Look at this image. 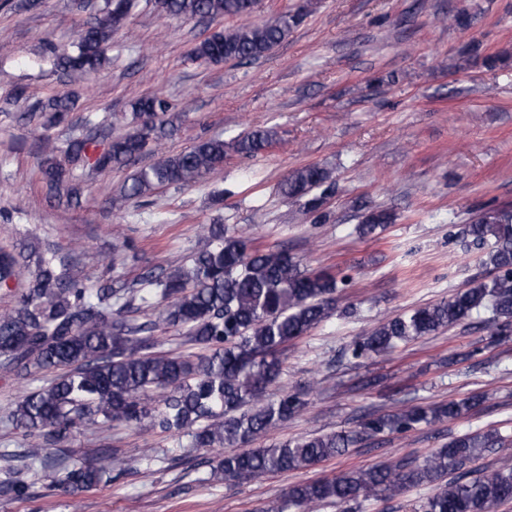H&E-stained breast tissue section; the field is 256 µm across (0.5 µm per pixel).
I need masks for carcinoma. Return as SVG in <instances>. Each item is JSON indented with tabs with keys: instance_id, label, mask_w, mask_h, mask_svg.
I'll use <instances>...</instances> for the list:
<instances>
[{
	"instance_id": "obj_1",
	"label": "carcinoma",
	"mask_w": 512,
	"mask_h": 512,
	"mask_svg": "<svg viewBox=\"0 0 512 512\" xmlns=\"http://www.w3.org/2000/svg\"><path fill=\"white\" fill-rule=\"evenodd\" d=\"M256 5L257 0H156L160 12L187 21L245 19L194 47V59L204 63L257 60L305 16V6L299 5L253 22ZM121 19L108 2L74 42L53 49L57 66L72 82L83 81L105 64V46ZM48 107L44 126L54 128L68 121L75 99L55 98ZM135 109L143 119L140 128L111 139L104 148L90 134L63 144L44 138L40 174L48 192L63 194L68 204L77 205L81 190L74 172L83 163L92 160L96 169L106 170L157 152L166 123L165 100L143 97ZM274 136L271 130L254 129L228 142L200 139L134 173L121 201L137 203L159 186H189L217 175L228 150L251 156L266 149ZM335 189L331 172L319 165L292 170L280 185L281 193L317 222L326 218L324 202ZM393 220L390 212L371 209L358 233L373 236ZM466 232L478 245L493 239L486 263L494 276L379 322L353 344V356L386 354L400 343L435 334L482 311L491 313L492 338L512 335V207L492 210ZM140 282V301L158 311L146 323L131 324L114 317L113 301L120 299L121 289L110 283L86 284L74 266L51 249L30 243L0 248V287L20 286L14 300L0 308V373L33 381L41 372H57L49 382L28 388L15 405L12 425L42 443L22 454L0 451V466L7 474L0 481L1 497L19 499L28 493L14 462L47 465L46 443L89 421L146 420L154 430L189 437L193 448L242 447V452L224 455L218 467L224 479L244 482L309 469L370 437L455 419L483 401L472 395L428 407L404 404L369 419L358 431L312 433L252 448L250 444L274 435L306 404L299 392L283 390L271 397L267 388L281 374V355L288 344L333 315L336 278L308 271L285 251L253 247L244 230L207 224L190 266L161 278L149 273ZM170 328L201 353L172 356L150 351L149 334ZM511 447V432L489 426L450 438L421 463L384 461L292 485L285 497L264 504L259 512H285L290 506L317 512L328 503L397 498L424 484L435 488L418 501L414 512H495L512 502V469L480 472L467 464L486 452ZM110 481V473L94 459L67 470L62 478L74 492Z\"/></svg>"
}]
</instances>
